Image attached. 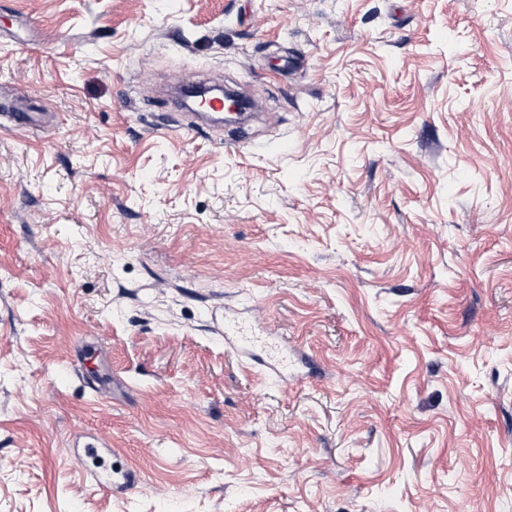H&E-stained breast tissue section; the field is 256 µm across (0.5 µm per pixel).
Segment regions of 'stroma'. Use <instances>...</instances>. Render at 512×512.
Instances as JSON below:
<instances>
[{
    "label": "stroma",
    "mask_w": 512,
    "mask_h": 512,
    "mask_svg": "<svg viewBox=\"0 0 512 512\" xmlns=\"http://www.w3.org/2000/svg\"><path fill=\"white\" fill-rule=\"evenodd\" d=\"M204 78L245 140L157 127ZM15 98L0 512H512V0H0ZM93 479L95 484L102 487H110L112 490H121L131 492L141 483L139 472L135 469L113 464L112 474L105 472H94Z\"/></svg>",
    "instance_id": "stroma-1"
}]
</instances>
